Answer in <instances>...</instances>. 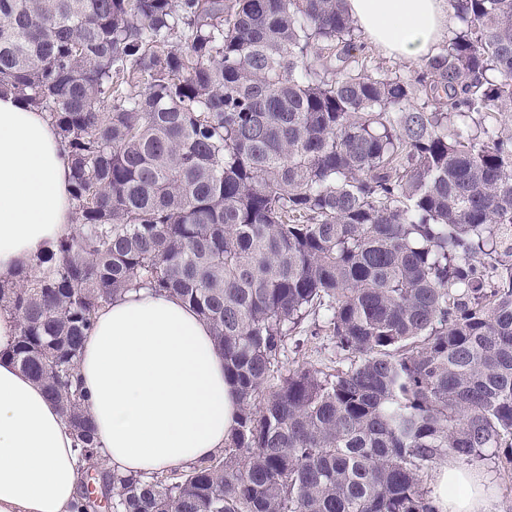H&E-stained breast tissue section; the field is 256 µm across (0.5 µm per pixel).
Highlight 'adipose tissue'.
I'll return each mask as SVG.
<instances>
[{"instance_id": "obj_1", "label": "adipose tissue", "mask_w": 512, "mask_h": 512, "mask_svg": "<svg viewBox=\"0 0 512 512\" xmlns=\"http://www.w3.org/2000/svg\"><path fill=\"white\" fill-rule=\"evenodd\" d=\"M377 48L416 64L456 28L448 0H346ZM67 149L47 113L0 96V280L74 231ZM85 410L107 474L148 476L221 453L239 403L211 330L173 296L132 291L100 309L81 352ZM81 460L58 408L9 361L0 362V512H72ZM438 512H489L481 477L437 471Z\"/></svg>"}]
</instances>
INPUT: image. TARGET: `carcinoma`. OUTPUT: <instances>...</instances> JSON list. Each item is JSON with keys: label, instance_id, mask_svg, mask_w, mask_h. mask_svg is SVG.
Returning a JSON list of instances; mask_svg holds the SVG:
<instances>
[{"label": "carcinoma", "instance_id": "1", "mask_svg": "<svg viewBox=\"0 0 512 512\" xmlns=\"http://www.w3.org/2000/svg\"><path fill=\"white\" fill-rule=\"evenodd\" d=\"M448 3L408 77L344 0H0V91L59 128L76 224L0 280V359L91 459L83 340L148 289L209 324L239 400L224 452L78 512H437V465L512 464V131L484 122L512 116V0ZM321 309L347 363L271 385Z\"/></svg>", "mask_w": 512, "mask_h": 512}]
</instances>
